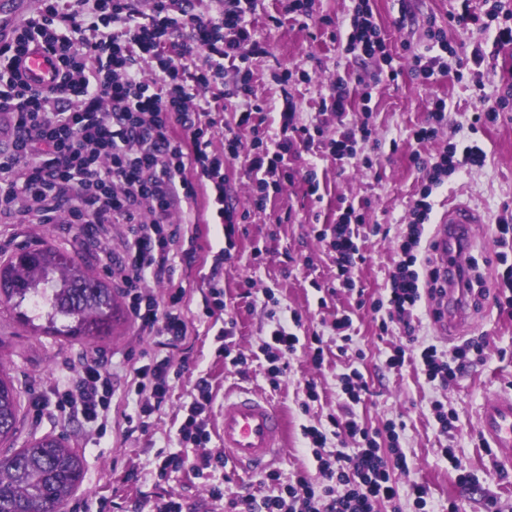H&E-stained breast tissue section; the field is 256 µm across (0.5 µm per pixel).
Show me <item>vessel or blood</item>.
<instances>
[{
    "mask_svg": "<svg viewBox=\"0 0 512 512\" xmlns=\"http://www.w3.org/2000/svg\"><path fill=\"white\" fill-rule=\"evenodd\" d=\"M37 9L36 0H0V41L9 40L14 29ZM20 70L28 84L39 90L50 89L58 81L54 56L37 43L23 57ZM477 221L467 206L450 205L447 217L436 226L432 237L436 267L448 280L447 292L432 305L437 312L436 326L443 334L462 325L465 306L457 287V269L449 265L448 256L470 246L471 229ZM479 431L491 447L501 450L503 461L512 466V394L498 395L484 404ZM219 438L225 454L244 472H258L281 453L284 418L269 400L240 390L224 398Z\"/></svg>",
    "mask_w": 512,
    "mask_h": 512,
    "instance_id": "b4317fda",
    "label": "vessel or blood"
}]
</instances>
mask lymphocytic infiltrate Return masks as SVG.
<instances>
[{"instance_id": "1", "label": "lymphocytic infiltrate", "mask_w": 512, "mask_h": 512, "mask_svg": "<svg viewBox=\"0 0 512 512\" xmlns=\"http://www.w3.org/2000/svg\"><path fill=\"white\" fill-rule=\"evenodd\" d=\"M188 3L40 0L37 13L16 30L11 42L0 44V110L17 115L9 150L0 155V217L29 216L34 223L47 224L64 212L71 223L85 228L125 225V253L108 272L119 281L140 331L165 337L169 348L187 334L180 307L184 290L176 288L162 303L145 285L170 278L175 262L194 261L200 238L199 225L170 222L174 204L206 194L226 238H233L235 210L228 202L225 158L246 156L247 171L259 191L254 204L260 208L269 188L293 179L286 158L298 157L301 146L323 134L321 127L298 125L286 104L279 113L285 136L269 138L258 119L264 106L253 93L247 70L236 90L243 105L237 128L225 135L223 154L214 153L216 115L227 105L213 90L223 84L226 64L247 62L266 49L249 20L253 0H221L215 14L206 17L190 13ZM34 42L47 47L60 64L59 81L47 91L29 87L19 71L20 57ZM345 51L363 62L385 54L368 0H357ZM150 70L159 71V80L146 79ZM244 129L252 135L250 142L242 140ZM485 158L475 144L449 145L432 162L417 153L412 156L415 165L427 171L428 185L414 204L389 292L371 304L381 315V331L394 324L407 339L387 357L389 368L403 366L409 344L416 341L410 317L423 295L437 288L429 258L420 255L423 226L432 211V187L449 170L478 167ZM146 212L151 215L147 221L142 218ZM363 221V214L349 207L320 232L335 253L339 273H346L359 254L353 227ZM203 311L219 325L216 358L235 368L246 365L247 356L234 342L236 323L222 317L223 289L210 288ZM301 324L298 313L271 324L261 351L271 364L272 379L285 374L287 358L300 343L295 329ZM483 352V342L475 338L449 352L427 345L420 351L422 370L428 381L444 382L465 368L469 355ZM184 373V365L167 356L137 367L129 388L137 419L160 410ZM113 394L110 371L91 359L82 363L73 382L53 388L52 403L58 413L96 424L102 432ZM213 400L209 377L196 378L178 432L202 454L193 463L180 452L159 455L158 478L188 463L199 473L223 462V451L207 449ZM335 425L337 435L347 437L350 445L328 455L323 452L325 431L312 425L303 429L317 454L322 494H315L301 475L262 503L242 499L243 512H378L379 503L395 499L390 471L408 468L396 422L372 431L359 423L351 407ZM382 435L389 440L388 448L378 442Z\"/></svg>"}]
</instances>
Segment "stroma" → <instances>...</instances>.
<instances>
[{"label": "stroma", "mask_w": 512, "mask_h": 512, "mask_svg": "<svg viewBox=\"0 0 512 512\" xmlns=\"http://www.w3.org/2000/svg\"><path fill=\"white\" fill-rule=\"evenodd\" d=\"M355 0H311L309 17L283 15L280 0H257L252 17L257 40L265 47L263 56L251 59V86L265 103L263 126L269 137L280 135L278 113L291 102L299 124L309 127L335 125L333 115L321 113L337 78L349 86L347 122L368 120L375 129L377 145H359V162L339 164L326 143L314 142L300 158L291 160L296 175L270 192L264 208L253 205L255 184L247 174L245 158L225 163L224 174L231 188L237 220L235 246L218 276L224 290L225 316L237 322L235 341L250 360L241 369L224 366L214 356L212 337L206 336L207 320L202 314L208 292L212 250L225 245L224 227L219 224L206 197L196 204H180L170 221L203 226L201 251L194 262L176 263L170 284L154 285L157 296L169 287H183V313L189 325L184 343L171 355L174 362H186L187 370L176 385L170 402L149 419L147 429L129 423L134 405L127 390L134 367L148 363L162 346L161 337L142 333L134 320L115 333L94 340H72L49 336L40 320L25 321L9 306L0 304V362L22 393V410L17 431L0 442V455L23 448L30 442L52 435L65 438L83 458L84 479L69 499L65 512H98L100 500H107L109 512H150L160 497L174 494L195 504L197 512H227L231 498L257 500L270 495L276 482H288L304 475L318 481L311 450L303 438V427L328 425L339 413L343 398L338 378L358 369L367 381L369 393L355 405L361 422L380 428L390 420L404 423L400 443L409 463L408 471H397L393 479L397 498L380 505L379 512H414L412 484L425 485L434 512H484L488 497L512 505V467L504 465L499 452L488 451L478 431L483 404L496 395L512 393V307L501 291L507 266H512V244L500 245L492 232L498 218H512V110L501 113L497 122L476 125L472 116L485 100L496 97L504 82L512 83V48L498 49L495 43L498 20L487 19L485 27L465 29L449 23L454 0H370L375 23L382 32L393 67L399 69L397 82H390L377 66L360 67L337 41V31H348ZM436 17L448 41V69L423 80L412 71V56L426 52L431 42L426 21ZM445 100V120L436 139L411 146L413 131L425 124L432 104ZM478 142L487 154L483 167H473L444 177L430 196L432 213L424 226V239H431L449 204L462 203L481 218L475 225L476 241L469 254L475 261L473 285L476 301L467 323L455 334L437 332L427 306H420L419 342L449 350L468 338L484 341L482 361L473 362L463 373L450 378L447 387L428 382L418 362L408 361L390 369L385 360L400 342L399 331L380 333L368 309L356 306L354 292L344 287L351 279L366 299L387 294L399 261L397 243L411 220V207L419 198L426 177L411 160L412 151L434 157L448 144ZM313 169L319 189L309 194L302 178ZM368 202L366 222L378 225V233L360 237L363 262L348 277L338 275L334 254L319 232L335 223L349 204ZM52 243L62 251L84 258L92 274H108L95 241L77 225L59 215L42 226L18 218L0 223V262L17 249ZM263 249V261L254 258ZM506 261H499V253ZM299 312L300 338L319 335L325 360L314 368L306 349L288 360V370L278 385H271L268 363L258 350L265 338L272 314ZM352 320L353 351L340 353V343L331 324L336 315ZM103 358L112 373L115 395L107 431L98 434L84 423L67 418L53 407H34L36 398L55 383L70 382L80 364ZM208 376L215 399L213 422L224 412V392L242 389L276 404L286 422V446L267 471L246 474L232 462L223 468L197 476L191 470L171 472L166 479L155 475L160 452L179 451L177 429L182 415L179 407L189 401L198 376ZM317 384V399H309L308 381ZM442 401L457 417L453 438L440 434L432 414L433 401ZM453 445L470 484H462L457 472L440 450ZM138 478L124 481L130 467ZM224 487L225 500L212 504L207 489Z\"/></svg>", "instance_id": "obj_1"}]
</instances>
